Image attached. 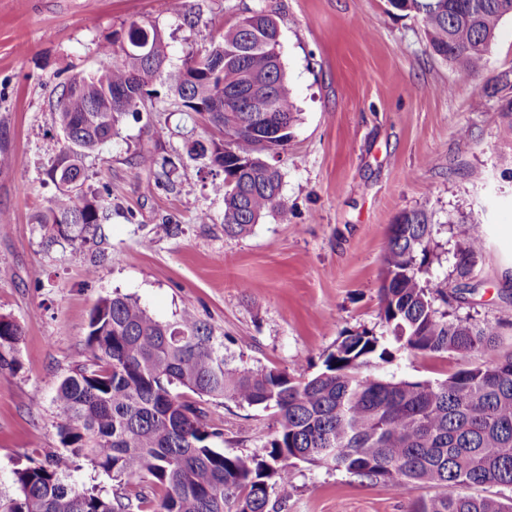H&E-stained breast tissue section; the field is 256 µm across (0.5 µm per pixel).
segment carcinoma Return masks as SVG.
Listing matches in <instances>:
<instances>
[{
  "instance_id": "obj_1",
  "label": "carcinoma",
  "mask_w": 512,
  "mask_h": 512,
  "mask_svg": "<svg viewBox=\"0 0 512 512\" xmlns=\"http://www.w3.org/2000/svg\"><path fill=\"white\" fill-rule=\"evenodd\" d=\"M418 16L431 51L456 79L436 91L452 96L489 71L499 24L512 0H389ZM168 11L195 22L189 0ZM279 22L261 6L246 10L222 40L172 65L161 30L132 22L102 46L101 70L62 85L55 105L63 146L46 175L57 193L37 217L55 242L83 243L110 219L109 186L82 192L84 158L112 141L124 117L160 98L198 116L224 139L192 142L207 159L224 198V235L251 232L285 211L275 157L298 121L280 52ZM499 111L512 112V70L490 80ZM263 92L264 125L253 121L252 88ZM458 254V277L469 279L485 249L483 221L472 220ZM432 215L406 210L389 226L383 252L379 316L387 335L342 332L311 375L254 366L224 353V337L196 315L154 318L129 295L98 300L85 349L58 382L53 402L62 451L13 470L15 491L0 492V512H268L288 488L295 464L341 472L384 487L431 486L440 492L412 502V512H512V499L475 496V487L512 489V353L460 368L441 381L395 380L370 371L394 352L437 355L494 352L512 314L476 322L448 311V292L430 274ZM22 329L0 316V369L15 362ZM232 401L276 420L261 452L220 447L224 429L206 404ZM85 462L117 483L112 495L68 483Z\"/></svg>"
}]
</instances>
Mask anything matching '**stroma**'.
Returning a JSON list of instances; mask_svg holds the SVG:
<instances>
[{"mask_svg":"<svg viewBox=\"0 0 512 512\" xmlns=\"http://www.w3.org/2000/svg\"><path fill=\"white\" fill-rule=\"evenodd\" d=\"M188 26L167 0H0V315L23 328L13 370L0 371V491L27 457L60 451L53 403L59 379L85 347L101 297L137 298L157 319L196 314L223 335L228 355L257 366L311 373L340 332L385 334L378 316L382 254L405 210L433 216L435 280L455 282L457 251L472 219L486 222L478 288L462 314L504 312L502 273L512 258V114L481 84L437 94L454 70L431 54L418 17L388 0H191ZM276 12L281 53L299 119L285 151L284 213L244 236L224 235V200L210 190L193 141L217 130L167 104L126 118L86 157L87 187L108 184L112 215L83 244L49 242L36 222L56 188L46 171L63 145L53 103L73 75L104 66L102 44L130 22L157 25L173 63L220 40L256 4ZM165 127L153 139V127ZM151 151L157 164L140 167ZM212 220L196 221L199 210ZM97 265L95 279L85 269ZM488 354H398L373 373L442 380ZM226 451H260L275 420L228 401L209 405ZM428 486L390 489L298 464L269 512H409Z\"/></svg>","mask_w":512,"mask_h":512,"instance_id":"stroma-1","label":"stroma"}]
</instances>
